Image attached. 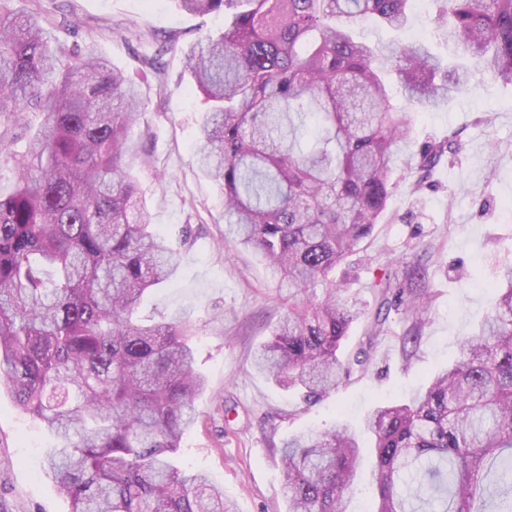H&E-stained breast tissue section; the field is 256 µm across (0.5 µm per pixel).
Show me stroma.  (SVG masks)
<instances>
[{
    "label": "stroma",
    "mask_w": 512,
    "mask_h": 512,
    "mask_svg": "<svg viewBox=\"0 0 512 512\" xmlns=\"http://www.w3.org/2000/svg\"><path fill=\"white\" fill-rule=\"evenodd\" d=\"M51 23L70 19L79 36L97 42L112 63L138 83L145 114L132 138L149 150L139 170L152 222L180 254L176 275L147 294L144 319H182L195 324L192 340L198 370L207 380L197 397L198 419L184 434L179 466L203 472L224 492L232 512H286L279 459L283 440L340 421L359 428L364 413L381 404L404 403L428 379L453 364L457 343L488 313L486 283L493 265L512 261V85L475 75L448 103L418 113L415 144L459 132L463 150L441 161L431 187L412 194L405 175L387 203L366 251L345 263L350 293L375 309L372 284L383 268L422 266L432 302L416 343L406 339L414 320L392 306L385 330L367 343L368 321L354 324L343 354L367 350L364 370L353 371L335 394L309 407L296 390L284 389L255 371V349L288 310V291L278 286L259 256L224 241V201L219 187L195 162L196 132L205 108L183 70L180 55L162 52L165 36L182 44L218 34V14L180 12L174 0H39ZM435 7L415 6L400 35L371 24L373 42L399 37L424 41L442 57L449 49L434 33ZM470 276H456L458 266ZM53 435L0 392V512H70L46 475L43 458Z\"/></svg>",
    "instance_id": "stroma-1"
}]
</instances>
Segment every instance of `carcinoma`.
<instances>
[{
	"label": "carcinoma",
	"instance_id": "carcinoma-1",
	"mask_svg": "<svg viewBox=\"0 0 512 512\" xmlns=\"http://www.w3.org/2000/svg\"><path fill=\"white\" fill-rule=\"evenodd\" d=\"M220 13L224 30L179 51L208 108L199 164L224 197L225 237L252 249L300 302L256 352L258 372L329 398L364 366L339 357L368 315L336 267L386 219L412 150L414 116L444 104L476 72L512 85V0H431L435 32L457 52L443 61L419 42L373 44L361 19L393 31L411 0H175ZM0 0V145L27 113L39 125L10 154L17 182L0 193V388L55 437L44 469L71 512H228L224 492L172 456L206 386L195 369L194 326L142 323L143 295L169 281L179 254L154 229L130 163L150 164L131 137L138 86L96 44L63 40L34 10ZM397 83L405 98L389 94ZM317 114L320 135L305 136ZM455 135L419 148L412 193ZM371 335L391 300L416 318L427 301L415 276L384 272ZM491 307L459 342L455 363L410 403L370 410L373 512H512V262L488 285ZM360 455L337 422L281 447L287 512H344Z\"/></svg>",
	"mask_w": 512,
	"mask_h": 512
}]
</instances>
